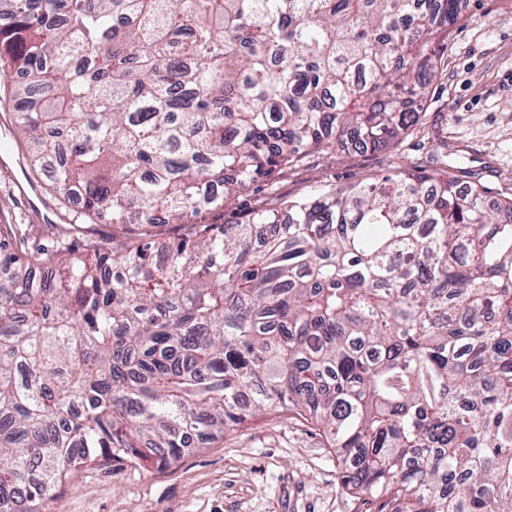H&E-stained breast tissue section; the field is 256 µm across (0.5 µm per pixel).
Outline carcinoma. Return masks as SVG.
Returning a JSON list of instances; mask_svg holds the SVG:
<instances>
[{"instance_id": "obj_1", "label": "carcinoma", "mask_w": 512, "mask_h": 512, "mask_svg": "<svg viewBox=\"0 0 512 512\" xmlns=\"http://www.w3.org/2000/svg\"><path fill=\"white\" fill-rule=\"evenodd\" d=\"M462 2L0 0L29 178L81 203L0 240V512L283 408L377 512H512V196L397 169L208 220L415 125ZM267 186L264 182L254 185L251 190L238 197L233 204L223 210L213 212L208 219L219 224H234L240 214L257 209L260 202L265 198Z\"/></svg>"}]
</instances>
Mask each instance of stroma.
Masks as SVG:
<instances>
[{
	"instance_id": "1",
	"label": "stroma",
	"mask_w": 512,
	"mask_h": 512,
	"mask_svg": "<svg viewBox=\"0 0 512 512\" xmlns=\"http://www.w3.org/2000/svg\"><path fill=\"white\" fill-rule=\"evenodd\" d=\"M464 17L444 51L445 66L428 89L421 121L376 150L351 146L311 153L257 183L212 221L235 223L268 189L286 199L326 185L344 187L388 171L442 170L493 193L512 195V0H464ZM5 104L0 103V224L28 227L30 248L54 249L70 216L50 192L31 188ZM347 488L336 452L294 412L260 413L224 436L185 451L176 462L73 474L48 512H374Z\"/></svg>"
}]
</instances>
